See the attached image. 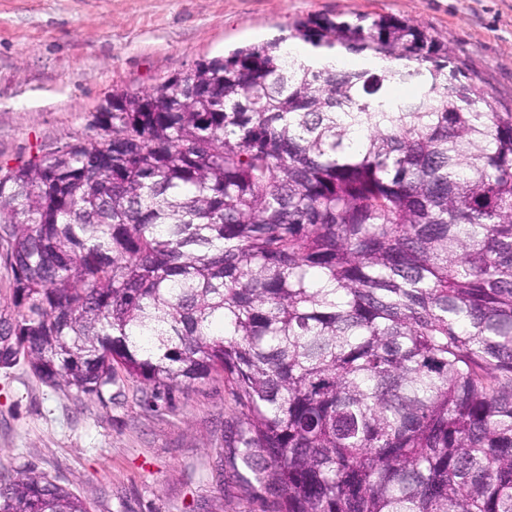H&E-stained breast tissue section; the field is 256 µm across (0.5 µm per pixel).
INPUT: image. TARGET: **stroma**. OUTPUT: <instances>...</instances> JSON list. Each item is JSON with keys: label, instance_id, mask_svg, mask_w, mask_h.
<instances>
[{"label": "stroma", "instance_id": "35a3bbf8", "mask_svg": "<svg viewBox=\"0 0 512 512\" xmlns=\"http://www.w3.org/2000/svg\"><path fill=\"white\" fill-rule=\"evenodd\" d=\"M377 14L447 45L512 110V0H0V166L92 136L113 91H155L299 19ZM242 419L220 374L151 409L131 387L78 398L20 364L0 369V475L43 473L91 512H277L225 441Z\"/></svg>", "mask_w": 512, "mask_h": 512}]
</instances>
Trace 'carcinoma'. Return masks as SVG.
<instances>
[{
    "instance_id": "obj_1",
    "label": "carcinoma",
    "mask_w": 512,
    "mask_h": 512,
    "mask_svg": "<svg viewBox=\"0 0 512 512\" xmlns=\"http://www.w3.org/2000/svg\"><path fill=\"white\" fill-rule=\"evenodd\" d=\"M292 37L383 65L244 46L0 169V369L148 407L224 373L279 512H512V112L405 20ZM0 512L89 506L25 471Z\"/></svg>"
}]
</instances>
